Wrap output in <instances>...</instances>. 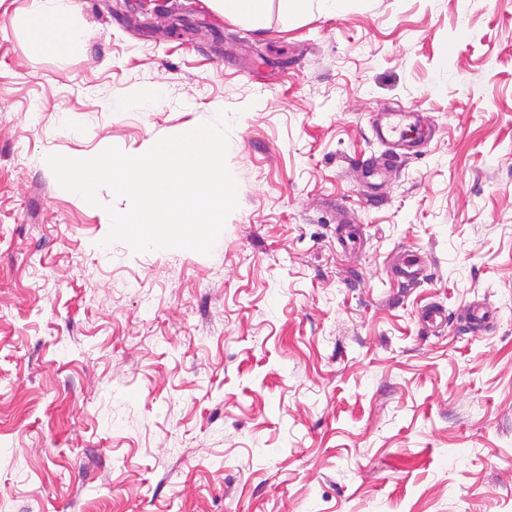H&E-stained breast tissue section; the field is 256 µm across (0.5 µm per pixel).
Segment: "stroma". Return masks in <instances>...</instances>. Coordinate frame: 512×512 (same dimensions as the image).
Segmentation results:
<instances>
[{"label":"stroma","instance_id":"35a3bbf8","mask_svg":"<svg viewBox=\"0 0 512 512\" xmlns=\"http://www.w3.org/2000/svg\"><path fill=\"white\" fill-rule=\"evenodd\" d=\"M73 2L49 50L0 0V512H512V0ZM383 112L425 143L374 192ZM219 121L208 255L102 246L128 200L45 162ZM215 2L222 6L225 12L251 21L262 18L267 3L266 0H215ZM426 260L423 256L412 252H403L394 264V274L405 281H415L424 275Z\"/></svg>","mask_w":512,"mask_h":512}]
</instances>
